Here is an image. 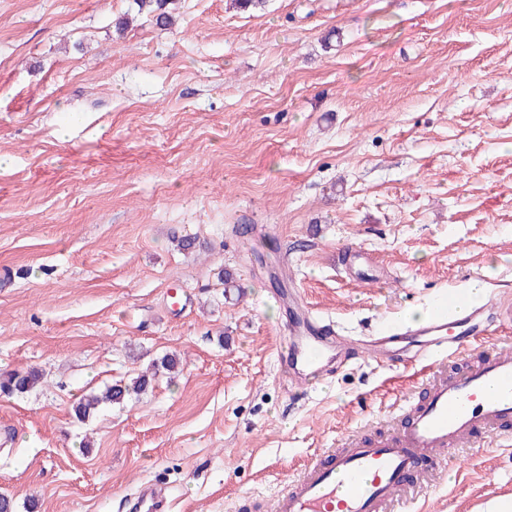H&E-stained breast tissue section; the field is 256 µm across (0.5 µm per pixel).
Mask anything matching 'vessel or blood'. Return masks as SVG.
<instances>
[{"mask_svg": "<svg viewBox=\"0 0 512 512\" xmlns=\"http://www.w3.org/2000/svg\"><path fill=\"white\" fill-rule=\"evenodd\" d=\"M288 330L281 371L291 388L373 355L376 362L421 364L422 397L407 401L392 430L368 438L346 435L340 448L323 449L294 480L272 497L266 512H412L410 480L432 487L442 459L469 443L512 437V346L471 360L467 354L493 328L512 324V303L494 299L479 307L458 293L436 300L426 322L382 329L366 351L332 324L301 307ZM135 512H163L153 486L140 487Z\"/></svg>", "mask_w": 512, "mask_h": 512, "instance_id": "obj_1", "label": "vessel or blood"}]
</instances>
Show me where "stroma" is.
<instances>
[{
	"label": "stroma",
	"mask_w": 512,
	"mask_h": 512,
	"mask_svg": "<svg viewBox=\"0 0 512 512\" xmlns=\"http://www.w3.org/2000/svg\"><path fill=\"white\" fill-rule=\"evenodd\" d=\"M170 10L0 0V374L44 375L0 395L15 512H131L148 483L165 512H263L423 381L368 356L289 393V289L353 338L475 280L512 298V0ZM141 372L140 399L74 417ZM494 496L497 440L460 448L425 507ZM41 380L42 374L36 369L4 373L0 376V392L7 395L22 396L36 388Z\"/></svg>",
	"instance_id": "obj_1"
}]
</instances>
